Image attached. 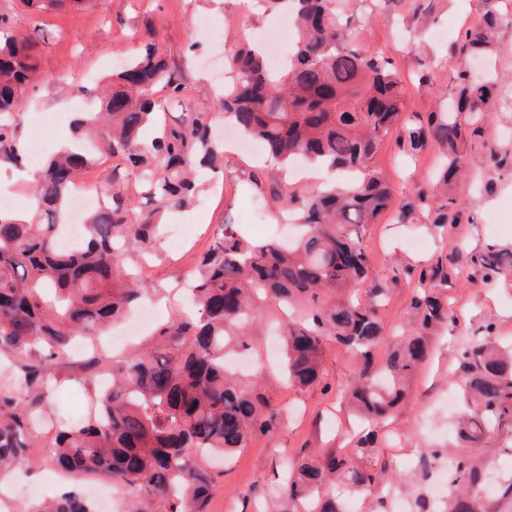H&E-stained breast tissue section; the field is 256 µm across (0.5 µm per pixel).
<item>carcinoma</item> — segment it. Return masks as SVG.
Masks as SVG:
<instances>
[{"label": "carcinoma", "instance_id": "1", "mask_svg": "<svg viewBox=\"0 0 512 512\" xmlns=\"http://www.w3.org/2000/svg\"><path fill=\"white\" fill-rule=\"evenodd\" d=\"M22 2L42 12L88 0ZM264 2L292 18L293 49L282 67L273 70L261 46L242 45L230 58L233 80L224 87L222 113L189 112L170 124L155 94L165 90L178 98L184 83L159 34L150 33L142 51L95 96V108L73 120L74 145L35 171L28 217L0 209V357L14 363L0 381V474L25 462L29 449L48 448L64 474L110 476L126 512H208L215 485L206 455L228 457L281 424V411L258 384L240 382L224 364V349L244 343L265 304L288 311L281 336L289 383L333 389L322 372L329 339L363 357L353 379L333 390L374 428L392 417L406 383L430 355L429 337L451 319L441 292L448 282L443 264L402 267L418 285L410 298L415 324L401 346L371 363L388 289L370 279L363 231L392 208L401 223L419 210L434 212L437 228L457 223L461 202L448 194V183L465 178L467 136L484 135L495 112L512 106V86L496 76L474 80L461 70L455 108L408 121L398 73L355 46L336 0ZM503 24L512 25L511 13L486 12L465 31L460 51L490 53ZM40 78L35 43L0 15V164L17 163L26 150L14 110ZM219 116L283 166L305 160L349 177L307 194L281 186L270 191L280 210L300 213L304 233L293 243L249 240L236 225H222L197 264V312L164 324L155 346L118 358L96 349L79 363L69 361L77 339L100 335L154 289L125 270L124 256L155 249L169 213L202 192L199 170L224 171V143L212 136ZM149 126L156 136L147 142L142 130ZM396 130L400 147L412 155L431 145L441 149L442 191L421 188L396 201L372 164ZM104 156L117 164L96 187L100 204L86 218L80 245L61 250L57 236L71 190ZM129 167L138 171L133 179ZM466 269L471 282L507 279L512 251L472 256ZM483 329L458 365L467 413L456 426L455 447L462 452L450 472L448 512H480L476 488L485 476L474 451L512 422V349L496 345L492 325ZM104 367L112 369V386L88 396L94 405L88 418L65 421L51 411L57 387L91 386ZM374 441L369 431L346 454L299 458L272 489L274 512H348L347 497L369 492L375 482L367 464L377 451ZM17 512L96 510L72 490Z\"/></svg>", "mask_w": 512, "mask_h": 512}]
</instances>
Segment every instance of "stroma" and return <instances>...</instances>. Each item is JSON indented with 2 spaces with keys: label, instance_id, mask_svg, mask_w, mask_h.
Instances as JSON below:
<instances>
[{
  "label": "stroma",
  "instance_id": "stroma-1",
  "mask_svg": "<svg viewBox=\"0 0 512 512\" xmlns=\"http://www.w3.org/2000/svg\"><path fill=\"white\" fill-rule=\"evenodd\" d=\"M411 2L346 0L343 10L364 24L356 46L390 60L397 69L408 113L424 114L451 102L459 68L472 71L479 66L478 60L453 50L465 29L479 23L486 11L504 10L505 4L503 0H421L426 15L421 28L409 10ZM0 13L10 18L12 28L32 36L41 71L58 80L54 86L42 82L31 86L18 105L19 135L32 157L49 154L70 138L74 113L86 107L87 87L109 79L118 60L138 52L149 30H159L168 58L183 76L185 106L164 103L168 120L176 122L186 110L218 111L212 91L217 81L214 66L224 65L228 51L244 37H256L278 23L273 15L242 16L236 0H89L82 9L52 13L24 8L20 0H0ZM202 18L208 19V26H199ZM425 73L430 76L426 82L421 79ZM465 149L472 177L449 188L468 203L459 223L442 231L432 228L428 213H419L415 223L402 224L388 211L363 235L373 271L389 288L380 308L385 337L376 357H385L392 349L393 331L409 318L414 284L395 277V268L418 261L447 265L443 293L453 316L432 336L431 359L415 374L406 402L380 434L376 469L380 493L429 495L438 471L421 472L418 461L436 448L449 457L455 454L448 446V430L455 427L459 411L448 407L447 398L460 392L459 352L489 323L498 341L512 344V278L474 285L458 270L467 254H481L491 245L512 247V112L497 113L488 135L469 141ZM439 156V149L433 147L405 157L389 137L374 166L401 199L431 180ZM224 170L192 205L172 212L156 255L133 254L128 259L144 279L164 289L156 299L155 323L186 309L185 296L175 288L173 278H193L196 258L212 244L222 224H236L239 233L252 240L288 238L296 228L270 204V187L282 181L296 191L316 187L304 176L284 180L276 167L245 149L226 148ZM282 316L278 306L266 305L247 330L245 355L253 362L248 380L261 383L273 403L283 408V423L273 434L254 437L227 462L215 464L216 489L209 512H258L287 463L308 453L350 447L358 431L356 419L335 395L318 387L294 388L280 377L269 344L272 328ZM28 485L39 488L46 498L64 488L49 470L25 468L0 495V505L26 502Z\"/></svg>",
  "mask_w": 512,
  "mask_h": 512
}]
</instances>
